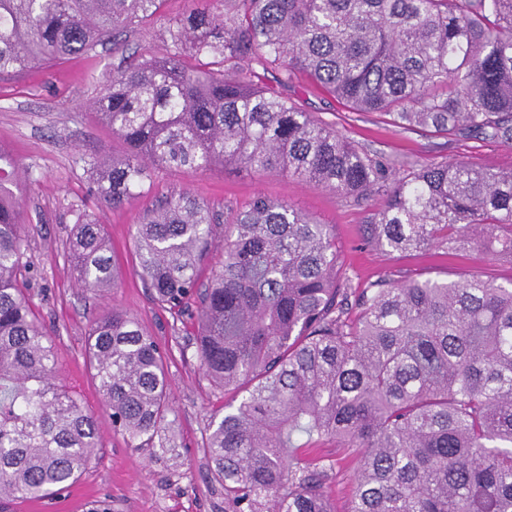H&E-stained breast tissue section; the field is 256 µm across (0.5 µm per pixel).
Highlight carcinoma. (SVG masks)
Returning a JSON list of instances; mask_svg holds the SVG:
<instances>
[{"mask_svg": "<svg viewBox=\"0 0 512 512\" xmlns=\"http://www.w3.org/2000/svg\"><path fill=\"white\" fill-rule=\"evenodd\" d=\"M162 3L0 0V77L117 46ZM163 42L105 79L94 102L127 146L89 161L100 202L141 192L150 164L272 171L355 206L379 201L365 241L388 253L444 246L464 229L512 253V170L441 159L400 174L263 82L305 71L397 130L511 144L512 0H187ZM18 168L0 150V500L58 495L101 450L21 288ZM75 215L67 264L104 296L118 286L104 227ZM133 240L136 274L174 320L194 322L205 377L233 394L204 443L232 512H335L326 484L347 460L358 466L347 512H512V285L384 278L359 290L333 230L264 195L222 215L187 191L165 195ZM217 246L204 285L200 263ZM165 356L121 309L91 322L85 357L113 427L163 453ZM329 441L334 459L320 452Z\"/></svg>", "mask_w": 512, "mask_h": 512, "instance_id": "carcinoma-1", "label": "carcinoma"}]
</instances>
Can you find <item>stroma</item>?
<instances>
[{
	"label": "stroma",
	"mask_w": 512,
	"mask_h": 512,
	"mask_svg": "<svg viewBox=\"0 0 512 512\" xmlns=\"http://www.w3.org/2000/svg\"><path fill=\"white\" fill-rule=\"evenodd\" d=\"M187 0H165L157 15L123 36L120 46L97 47L62 64L29 75L0 79V148L20 162L13 186L24 218L27 294L54 339L57 374L97 417L103 448L70 489L54 499H17L10 512H91L105 503L112 512H229L224 490L214 478L203 441L211 414L223 395L204 377L192 345V326L173 322L152 300L134 272L133 233L154 196L190 191L216 211L244 206L265 194L287 201L322 224L331 225L353 287L383 277L456 279L478 275L512 284V254L488 249L477 234L462 232L451 248L390 255L362 240L367 212L336 193L269 172L260 175L216 170L192 177L156 170L149 191L112 208L88 193L91 155H122L126 146L98 124L93 103L103 77L123 68L131 53H160L162 32ZM282 95L333 124L349 140L391 158L397 169L448 158L477 167L512 169V145L463 140L423 131L396 132L376 112H353L312 84L305 75L281 89ZM96 217L112 248L118 288L100 298L80 288L64 258L73 227V206ZM117 307L137 317L142 328L167 351V372L175 421L166 432L173 453L136 448L112 428L98 382L87 367L85 345L91 320Z\"/></svg>",
	"instance_id": "obj_1"
}]
</instances>
